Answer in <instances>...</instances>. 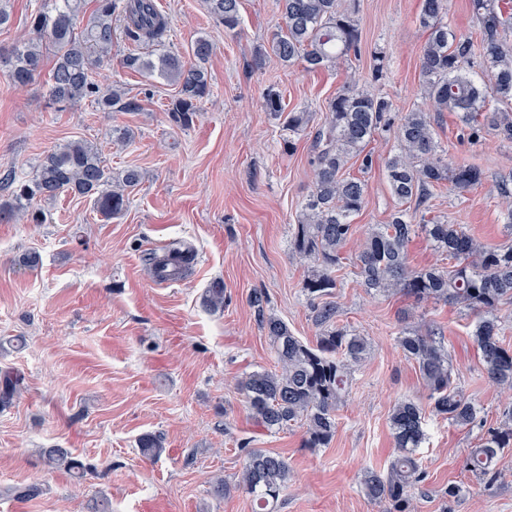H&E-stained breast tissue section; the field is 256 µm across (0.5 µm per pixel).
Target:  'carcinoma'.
<instances>
[{
	"label": "carcinoma",
	"instance_id": "1",
	"mask_svg": "<svg viewBox=\"0 0 512 512\" xmlns=\"http://www.w3.org/2000/svg\"><path fill=\"white\" fill-rule=\"evenodd\" d=\"M86 0H49V5L31 15L32 36L0 51V62H8L9 77L18 87L29 85L52 55L48 97L57 109L92 98L100 108L112 112L134 111L139 103L119 88L102 90L95 83V69L112 60V19L123 18L129 41L139 44L163 38L167 22L155 0H93L95 9L88 23L77 26ZM284 25L271 35L268 46L255 51L260 64L268 54L292 65L302 60L309 71L346 66L357 53L361 32L355 18L356 0H278ZM207 7L224 30L240 27V0H207ZM479 29L476 37L461 36L445 21L448 0H420L416 21L427 40L420 55L419 82L425 108L401 113L390 122L392 104L358 88L356 76L327 101L326 117L316 130L312 164L314 177L306 203L293 225L292 257L306 268L301 288L311 301L318 328L316 342L308 344L294 336L280 318L265 313L264 298L255 294L261 331L267 338L275 369L248 373L239 383L250 414L270 432L295 424L305 427V447L323 448L336 433V416L351 381L353 367L368 354L365 337L336 324L333 301L338 272L345 265L344 249L354 233V217L365 208L367 184L347 173L360 163L361 170L373 167L367 146L384 129L393 130L396 151L382 162L391 195L398 208L386 223L372 228L352 258L356 276L369 293L402 294L420 303H455L478 314L472 331L480 363L487 377L512 397V346L502 336L499 307L512 302V244L491 246L468 233L460 224L433 215L428 201L435 192L449 189L469 192L482 185L483 171L469 163H448L434 128V116L454 112L478 145L489 125L503 141L512 143V113L491 109V99L512 106V40L505 29L512 0H470ZM212 44L205 37L191 46L193 62L170 54L153 62L137 54L121 60L124 68L158 72L175 84L177 94L167 111L173 122L188 126L201 103L210 96L207 64ZM263 106L282 122L283 147L292 152L296 137L311 121V113L285 111L281 94L269 89ZM8 198L0 201V219L18 213L32 224L43 216L30 210L36 198L50 199L63 192L93 200L96 211L106 219L126 211L129 195L141 181L136 169L117 176L103 164L96 146L73 140L43 158L36 175L18 180L4 178ZM424 236L441 256V264L416 269L410 266L408 247ZM194 261L190 249H172L161 255L152 252L148 262L154 275L176 280ZM204 304L216 311L224 308V286L208 289ZM404 355L412 360L428 391L432 414L458 425L475 423L477 409L463 390L456 387L453 365L444 343L406 326L399 336ZM20 378L10 373L0 377V403L17 392ZM425 409L413 400H402L389 418L396 456L386 471L364 476L367 495L388 504L387 512H411V490L423 480L416 450L423 443ZM512 447V404L504 409L496 427L487 429L481 443L471 449L466 468L483 480L495 475L492 463L499 453ZM142 456L150 459L164 452L160 437L145 434L138 440ZM45 462L81 474L83 464L64 448H44ZM287 459L275 452L252 449L244 460L239 487L251 498L254 512H274L280 493L288 482Z\"/></svg>",
	"mask_w": 512,
	"mask_h": 512
}]
</instances>
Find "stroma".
I'll list each match as a JSON object with an SVG mask.
<instances>
[{"label": "stroma", "mask_w": 512, "mask_h": 512, "mask_svg": "<svg viewBox=\"0 0 512 512\" xmlns=\"http://www.w3.org/2000/svg\"><path fill=\"white\" fill-rule=\"evenodd\" d=\"M156 2L167 21L162 41L131 43L123 20H114L113 63L95 74L100 88L118 85L137 99L138 111L103 112L88 101L58 111L47 102L44 76L21 91L0 65V178H31L50 150L79 139L101 147L112 173L132 167L142 175L127 211L112 220L89 199L63 193L33 201L43 223L0 222V373L22 378L13 399L0 403V512H92L100 499L112 512H252L237 484L254 448L288 461L275 512H385L362 478L386 469L394 454L393 406L427 401L415 364L398 344L404 326L421 322L442 338L457 385L480 413L470 426L428 417L418 451L426 478L412 492L414 512H512V447L500 454L493 479H475L465 467L505 403L479 364L476 317L459 305L369 294L353 267L342 270L337 321L365 336L370 353L352 373L327 447H304L298 425L267 432L237 387L246 374L273 364L252 294L263 295L266 311L302 341L315 342L318 334L301 288L305 269L289 250L311 185L315 131L306 130L296 151H283L281 125L264 109L263 96L275 88L288 108L313 112L319 123L353 72L396 110L425 105L419 0H360L358 60L348 71L316 72L272 56L255 66L256 48L283 23L275 0H241L234 33L217 23L205 0ZM201 36L213 45L212 93L182 126L167 112L175 85L120 61L130 53L184 56ZM379 51L387 67L377 78L372 57ZM115 128L128 130L130 140H110ZM436 130L449 162L477 165L485 180L471 192L436 194L433 211L490 244L511 242L499 185L512 180V144L489 129L471 145L451 112L437 115ZM395 148L389 132L369 146L376 164L365 175L367 206L354 220L347 254L395 207L380 165ZM184 247L196 253L192 268L180 279L157 281L149 253ZM30 251L40 257L37 267L22 262ZM218 281L224 308L213 312L203 296ZM146 433L163 440L158 460L139 452ZM57 447L83 462V477L46 465L42 449ZM219 480L228 487L222 496L213 491ZM31 482L42 489L36 499L10 494V487Z\"/></svg>", "instance_id": "stroma-1"}]
</instances>
